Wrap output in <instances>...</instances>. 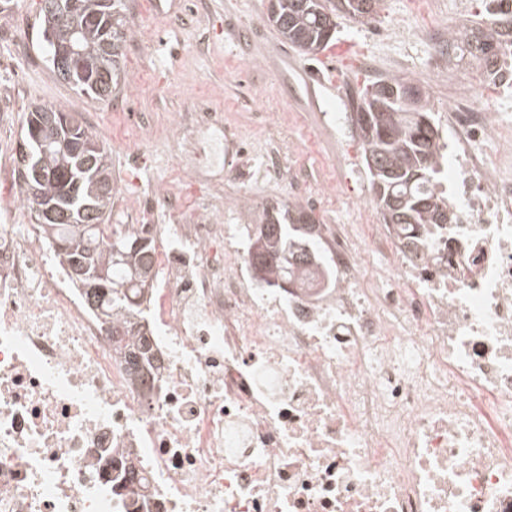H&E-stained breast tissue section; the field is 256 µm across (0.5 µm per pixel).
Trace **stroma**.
<instances>
[{"label":"stroma","mask_w":512,"mask_h":512,"mask_svg":"<svg viewBox=\"0 0 512 512\" xmlns=\"http://www.w3.org/2000/svg\"><path fill=\"white\" fill-rule=\"evenodd\" d=\"M124 78L112 99L81 97L41 52V0H0V143L17 151L34 104L79 112L106 146L119 202L114 224H168L172 208H204L224 224L322 200L323 224H354L373 198L354 124L359 90L409 76L428 92L441 135L455 91L435 69L449 27L478 22L481 0H384L376 21L340 19L327 49L305 55L266 19L265 0H125ZM243 151L224 160V142ZM153 211L138 218L143 197Z\"/></svg>","instance_id":"obj_1"}]
</instances>
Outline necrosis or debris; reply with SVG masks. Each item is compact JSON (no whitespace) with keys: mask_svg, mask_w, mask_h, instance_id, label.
Instances as JSON below:
<instances>
[{"mask_svg":"<svg viewBox=\"0 0 512 512\" xmlns=\"http://www.w3.org/2000/svg\"><path fill=\"white\" fill-rule=\"evenodd\" d=\"M448 117L456 223L417 255L364 205L331 287L260 284L243 224L143 225L138 379L0 161V512H512V135L464 85Z\"/></svg>","mask_w":512,"mask_h":512,"instance_id":"1","label":"necrosis or debris"}]
</instances>
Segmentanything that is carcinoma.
<instances>
[{
  "instance_id": "obj_1",
  "label": "carcinoma",
  "mask_w": 512,
  "mask_h": 512,
  "mask_svg": "<svg viewBox=\"0 0 512 512\" xmlns=\"http://www.w3.org/2000/svg\"><path fill=\"white\" fill-rule=\"evenodd\" d=\"M68 22L59 24L40 8L41 49L54 73L76 94L109 100L121 81L122 55H110L105 38L126 41L124 0H74ZM382 0H268L267 21L283 39L310 54L333 39L337 20L361 23L376 18ZM493 27L448 29V65L467 59L493 74L503 44H512V12H498ZM79 43L83 54L69 58L68 71L54 59L57 49ZM355 122L360 131L362 155L371 186L386 224H409L418 231L425 224H451L445 190L438 180L442 153L438 129L427 112L425 87L408 77L385 76L359 93ZM36 129L44 138L60 136L56 145L37 157L40 170L19 157L28 205L51 242L56 258L72 270L88 263L105 270L106 277L89 282L75 279L78 287L112 328L117 347L132 363L147 355L148 339L136 330L132 319L139 314L134 297L146 291L155 277L153 239L133 228L108 223L112 212V167L107 148L80 119L78 113L39 104L32 106L23 125L22 143L31 145ZM52 204L59 219L49 220L41 207ZM128 245L125 254L112 252L111 239ZM256 275L274 288H311L319 271L328 269L321 236L304 208L288 203L275 213H265L256 225L249 252Z\"/></svg>"
}]
</instances>
